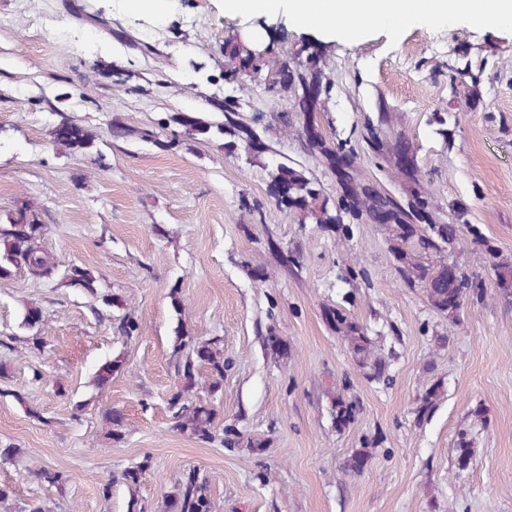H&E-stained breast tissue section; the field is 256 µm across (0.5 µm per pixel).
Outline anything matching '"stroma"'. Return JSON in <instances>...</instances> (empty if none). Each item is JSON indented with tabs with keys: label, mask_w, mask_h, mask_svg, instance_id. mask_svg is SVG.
<instances>
[{
	"label": "stroma",
	"mask_w": 512,
	"mask_h": 512,
	"mask_svg": "<svg viewBox=\"0 0 512 512\" xmlns=\"http://www.w3.org/2000/svg\"><path fill=\"white\" fill-rule=\"evenodd\" d=\"M128 2L0 0V222L34 209L60 267L87 269L119 299L110 308L21 268L0 278V448L19 450L0 465L11 491L0 512H165L192 469L212 512H512V297L489 270L512 261V20L459 15L341 37L283 11L230 14L224 0H165L155 15ZM256 28L275 60L326 73L312 123L353 156L358 183L406 208L422 202L415 224L458 225L454 246L422 259L458 262L476 282L455 319L404 283L388 225L317 224L271 199L264 165L285 162L329 208L356 205L335 167L308 153L292 96L226 72L225 40ZM174 112L251 127L262 163L179 127L148 143L111 130ZM64 115L95 134L92 151L53 141ZM31 307L40 347L22 326ZM336 308L363 327L386 380L357 363L328 318ZM128 313L139 329L124 338ZM181 335L223 349L211 402L245 447L175 430ZM115 357L121 369L96 389ZM435 384L442 396L419 416ZM339 394L353 406L343 426ZM108 407L124 417L121 440ZM462 431L474 448L463 471ZM359 450L369 457L354 471ZM136 465L131 490L121 475ZM43 468L66 482L40 481Z\"/></svg>",
	"instance_id": "35a3bbf8"
}]
</instances>
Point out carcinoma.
I'll use <instances>...</instances> for the list:
<instances>
[{
  "instance_id": "1",
  "label": "carcinoma",
  "mask_w": 512,
  "mask_h": 512,
  "mask_svg": "<svg viewBox=\"0 0 512 512\" xmlns=\"http://www.w3.org/2000/svg\"><path fill=\"white\" fill-rule=\"evenodd\" d=\"M224 57L226 66L233 74L252 77L258 75L260 66L257 62L261 57L252 53L238 38H230L224 44ZM325 76L322 70L312 72L300 71L293 84L283 85L281 89L293 94L298 111L303 113V126L311 124L309 113L317 110L318 99L310 100L305 95L307 86L311 83H322ZM171 124L184 129L190 137L197 134H206L212 127L224 133L227 132L244 141L255 135V132L246 125L238 122H228V126H217L204 116L188 115L183 112H174L160 125L167 127ZM113 131L122 137L136 140H149L155 132L148 129L135 128L118 124ZM56 142L63 143L75 150L89 149L94 143V135L87 129L79 128V134L72 138L53 137ZM308 150L313 155H319L330 161L336 157V148L327 144L321 136L306 139ZM267 169L269 183L275 187L288 188V195L276 199V204L285 209H293L309 215L317 224H336L340 219L330 213L327 202H319L320 191L315 187L304 171L285 163L263 164ZM379 206H392L395 213L402 214L404 209L389 196L364 195L360 197L359 208L353 211V217L366 216L371 218L375 208ZM394 237L402 242L409 239L415 241L419 250L427 252H441L451 245L457 237L458 227L454 224H399L391 225ZM44 225L40 224L36 212L31 214L20 213V218H8L6 226H0V276L9 273L8 266L22 264L28 274L36 279H49L58 273L59 265L45 251L41 244ZM397 258L401 263V272L405 283L409 286L424 285L427 298L438 311L454 319L459 311L457 302L465 301L467 290L473 287V282L465 275L457 281L448 280L444 267L429 268L415 259V255L402 248H397ZM491 271L497 284L507 296L512 295V264L498 262L492 264ZM63 278L72 284H80L89 288L93 284L90 273L79 267L71 266L64 270ZM330 320L336 325V330L350 343L355 355L359 357L358 363L365 364L370 354V343L360 325L338 310L332 311ZM199 341L192 336H180L173 345L171 358L175 362L177 372L181 373L184 385L169 401L174 428L183 434L199 439H210L214 436L215 418L217 410L209 400L192 397L193 388L197 385L196 373L202 366L207 367L212 375L208 385V393L213 395L221 388L224 379V352L217 342H207L206 356L200 357L197 353ZM120 369V361L109 360L99 367L95 374L96 385L100 388L112 381V375ZM103 419L111 427V437L122 439L121 428L123 415L112 408L105 410ZM474 456L472 443L466 439V434H460L456 464L458 469L465 470ZM211 501L207 495L204 482L198 480L196 472L184 477L170 497L168 512H211Z\"/></svg>"
}]
</instances>
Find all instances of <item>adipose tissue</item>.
Here are the masks:
<instances>
[{"label": "adipose tissue", "instance_id": "ef3b65f1", "mask_svg": "<svg viewBox=\"0 0 512 512\" xmlns=\"http://www.w3.org/2000/svg\"><path fill=\"white\" fill-rule=\"evenodd\" d=\"M288 10L302 26L323 19L328 29L349 30L381 20L400 25L449 13L467 15L478 24L512 14V0H287Z\"/></svg>", "mask_w": 512, "mask_h": 512}]
</instances>
